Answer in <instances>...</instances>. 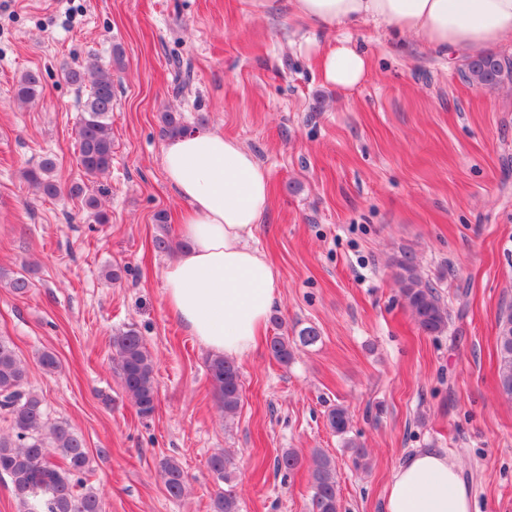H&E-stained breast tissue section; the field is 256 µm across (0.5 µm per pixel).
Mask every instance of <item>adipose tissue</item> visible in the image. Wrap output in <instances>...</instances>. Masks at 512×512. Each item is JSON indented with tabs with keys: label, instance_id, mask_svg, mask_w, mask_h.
I'll return each mask as SVG.
<instances>
[{
	"label": "adipose tissue",
	"instance_id": "adipose-tissue-1",
	"mask_svg": "<svg viewBox=\"0 0 512 512\" xmlns=\"http://www.w3.org/2000/svg\"><path fill=\"white\" fill-rule=\"evenodd\" d=\"M296 16L342 28L320 68L326 83L349 91L370 71L367 53L347 35L364 23L411 34L448 62L512 45V0H288ZM165 177L186 202L184 248L163 274L166 308L209 350L240 359L256 345L280 293L279 274L255 244L271 207L269 175L235 139L193 130L162 154ZM385 512H472V491L456 459L434 448L403 458Z\"/></svg>",
	"mask_w": 512,
	"mask_h": 512
}]
</instances>
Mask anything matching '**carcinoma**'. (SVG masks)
Here are the masks:
<instances>
[{
	"instance_id": "cac0c4a2",
	"label": "carcinoma",
	"mask_w": 512,
	"mask_h": 512,
	"mask_svg": "<svg viewBox=\"0 0 512 512\" xmlns=\"http://www.w3.org/2000/svg\"><path fill=\"white\" fill-rule=\"evenodd\" d=\"M92 76L91 86L83 104L82 116L76 131L78 163L88 177H99L112 165V100L114 87L112 72L92 62L87 66ZM85 71V72H87ZM85 72L72 70L70 81L83 83ZM463 76L480 87L495 88L512 84V60L497 55H485L466 61ZM41 87L40 77L34 71L21 75L14 96L18 102L29 104L36 100ZM163 132L168 137L189 130L180 116L162 114ZM56 161L42 160L39 167L24 172V178L44 195L60 193L61 183L55 176ZM69 194L83 197L84 207L95 212L100 224L108 217L98 211L96 195L88 193L78 183L71 185ZM395 280L406 307L417 327L425 334L438 335L448 328V309L436 288L421 274L417 257L402 251L391 259ZM318 332L306 327L299 340L282 334L268 339L270 355L281 365L290 364L297 344L314 343ZM496 346L498 352L497 388L499 394L512 400V305L505 307L497 321ZM113 361L123 387L132 399L138 415L148 418L156 409L157 386L155 363L138 332L128 328L112 338ZM208 375L214 396L224 416H233L241 403V376L236 362L221 355L208 361ZM27 368L13 345L0 338V408L8 411L12 433L0 435V476L9 478L19 512H104L101 498L92 491H83V477L90 469V456L82 437L67 423L50 424L44 401L33 391L24 390ZM330 431L342 439L351 452L355 470L369 466L366 450L350 433V418L342 405L326 413ZM56 457L55 464L50 458ZM303 458L293 449L284 451L276 459L279 471L291 473L302 467ZM210 472L226 487L218 488L212 500V512H240V504L230 485L231 460L224 453H216L208 460ZM311 478V512H340V487L336 479L335 459L321 449L313 451L309 466ZM159 477L169 495L179 499L186 489V474L175 459L160 464Z\"/></svg>"
}]
</instances>
